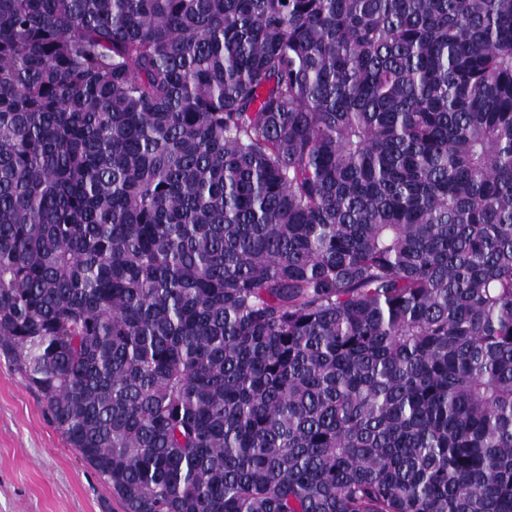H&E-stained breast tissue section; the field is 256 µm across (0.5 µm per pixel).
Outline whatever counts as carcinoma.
<instances>
[{"mask_svg": "<svg viewBox=\"0 0 512 512\" xmlns=\"http://www.w3.org/2000/svg\"><path fill=\"white\" fill-rule=\"evenodd\" d=\"M0 356L123 512H512V0H0Z\"/></svg>", "mask_w": 512, "mask_h": 512, "instance_id": "cac0c4a2", "label": "carcinoma"}]
</instances>
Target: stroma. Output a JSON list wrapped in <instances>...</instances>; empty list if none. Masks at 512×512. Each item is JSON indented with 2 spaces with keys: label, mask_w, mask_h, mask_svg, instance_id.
<instances>
[{
  "label": "stroma",
  "mask_w": 512,
  "mask_h": 512,
  "mask_svg": "<svg viewBox=\"0 0 512 512\" xmlns=\"http://www.w3.org/2000/svg\"><path fill=\"white\" fill-rule=\"evenodd\" d=\"M0 512H123L0 358Z\"/></svg>",
  "instance_id": "obj_1"
}]
</instances>
